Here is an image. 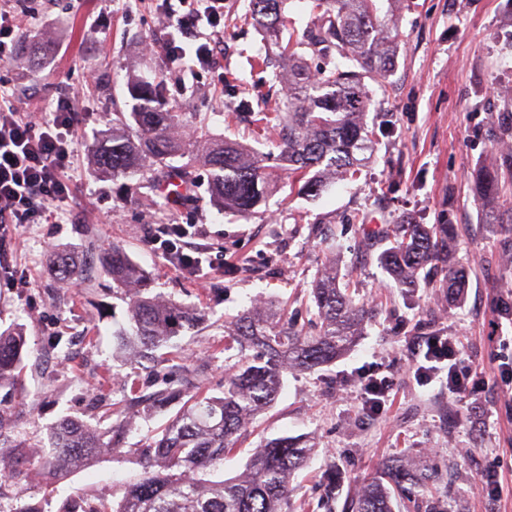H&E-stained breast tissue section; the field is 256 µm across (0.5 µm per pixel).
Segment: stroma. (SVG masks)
Segmentation results:
<instances>
[{
  "mask_svg": "<svg viewBox=\"0 0 512 512\" xmlns=\"http://www.w3.org/2000/svg\"><path fill=\"white\" fill-rule=\"evenodd\" d=\"M161 0H0L24 13V46L0 63V86L13 92L19 112L55 109L61 99L78 109L81 141L64 171L70 199L57 220L11 225L0 247V328L24 326V391L5 408L11 427L4 444H20L19 462L0 482V512L28 503L58 512L70 496L108 503L144 473L140 450L168 412L128 406L125 377L144 393L157 385L148 364L119 348L113 316L127 304L97 262L118 245L152 276L149 295L198 309L204 321L179 337L185 375L212 395L238 363L224 349V324L272 303L299 322L311 320L313 282L335 268L340 287L375 304L374 317L354 346L312 371L291 370L265 411L255 416L238 452L208 472L211 481L242 475L264 441L301 436L317 444L307 468L290 478L283 512H342L386 466L432 472L415 489L435 512H512V226L491 223L471 191L481 168L502 164L512 144V97L500 86L512 78V0H379L392 30L396 62L387 87L368 83L364 121L373 150L364 152L356 180L328 179L309 197L291 189L275 145V124L244 117L245 106L276 113L288 84V65L262 32L243 20L245 0H224L218 26H203L221 47L208 70L193 58L169 64L160 42L166 28ZM269 64L253 66L255 57ZM159 77L191 118L187 130L251 148L276 181L265 204L247 215L215 205L210 170L197 166L188 200L161 201L151 183L137 193L128 179L101 172L92 147L113 118L131 110L128 86ZM200 225L189 236L219 273L200 281L169 269L150 241L167 224ZM450 224L457 257L468 275L462 303L449 302L436 276L403 295L377 262L383 233L395 225ZM72 255L82 273L57 280L45 243ZM457 336L473 368L470 392L449 393L446 371L421 378L410 369L420 337ZM387 378L389 398L377 417L360 411L369 377ZM125 428L119 451L105 452L55 485L40 475L36 449L46 447L63 418ZM342 476L336 499H321L329 468ZM493 471L497 499L478 497L474 479Z\"/></svg>",
  "mask_w": 512,
  "mask_h": 512,
  "instance_id": "1",
  "label": "stroma"
}]
</instances>
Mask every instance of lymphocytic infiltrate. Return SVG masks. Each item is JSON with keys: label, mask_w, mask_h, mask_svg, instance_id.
<instances>
[{"label": "lymphocytic infiltrate", "mask_w": 512, "mask_h": 512, "mask_svg": "<svg viewBox=\"0 0 512 512\" xmlns=\"http://www.w3.org/2000/svg\"><path fill=\"white\" fill-rule=\"evenodd\" d=\"M173 22L161 48L167 59L179 62L186 56L181 40L187 30L200 23L214 24L221 16L223 0H200ZM78 137V120L71 101L58 102L52 121L19 114L12 96L0 94V231L9 224H37L59 214L69 198V187L61 177ZM158 249L181 273L204 278L200 251L187 250V225L171 224ZM426 360L448 365V390L466 391L470 369L460 358L456 337L427 336Z\"/></svg>", "instance_id": "1"}]
</instances>
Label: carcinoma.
<instances>
[{"label":"carcinoma","mask_w":512,"mask_h":512,"mask_svg":"<svg viewBox=\"0 0 512 512\" xmlns=\"http://www.w3.org/2000/svg\"><path fill=\"white\" fill-rule=\"evenodd\" d=\"M286 0H248L244 18L270 40L282 39L289 23ZM313 26L303 39L288 38L280 55L288 59V97L283 101L287 119L278 125L279 159L303 181L301 189L319 194L323 177L330 173L346 179L356 172V153L371 143L363 122L368 105L364 79L385 86L390 73L387 54L393 52L388 25L377 15L376 0H311ZM307 48L326 60L323 76L313 79L298 52ZM134 101L129 118L112 121L93 149L97 167L114 176L147 175L146 163H163L166 170L152 182L168 185L178 179L192 181L191 165L170 166L168 161L186 154L181 138V112L162 80L132 82ZM204 162L211 170V193L224 209L246 215L265 201L271 173L246 146L213 141ZM498 167L483 169L474 194L487 206L504 187ZM449 224H398L378 263L405 294L420 287L419 273L429 266L443 275L448 300L463 297L467 283L454 260ZM102 271L117 286L132 292L130 329L115 336L120 345L133 347L138 358L160 364V349L200 320L193 309L146 295L151 275L120 246L103 250ZM53 271L72 281L75 261L53 258ZM317 332L309 334L271 309L248 310L230 322L227 347L244 353L243 362L224 380L221 395L190 392L173 369L163 373L164 387L152 392L160 407L180 405L175 416L143 449L145 470L141 480L126 488L117 506L87 504V512H282L289 494V478L303 468L316 448L308 440L280 437L260 445L249 471L239 479L204 483L198 473L224 461L235 447L246 420L276 398L282 373L311 370L331 363L350 349L362 324L372 318L374 306L360 302L336 287V277H320L312 289ZM26 338L20 327L0 332V389L16 384ZM52 446L43 458L44 475L63 478L97 454L118 450V426L98 428L63 419L50 432ZM411 474L399 465L381 473L347 512H393L392 494L405 491Z\"/></svg>","instance_id":"carcinoma-1"}]
</instances>
